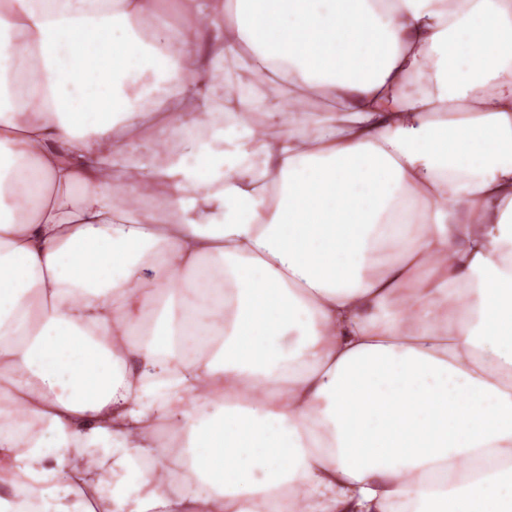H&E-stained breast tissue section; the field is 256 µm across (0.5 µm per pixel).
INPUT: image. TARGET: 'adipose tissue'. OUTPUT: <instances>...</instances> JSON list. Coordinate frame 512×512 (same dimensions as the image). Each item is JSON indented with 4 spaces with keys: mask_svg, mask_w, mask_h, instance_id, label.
I'll use <instances>...</instances> for the list:
<instances>
[{
    "mask_svg": "<svg viewBox=\"0 0 512 512\" xmlns=\"http://www.w3.org/2000/svg\"><path fill=\"white\" fill-rule=\"evenodd\" d=\"M180 2L0 0V512H512V0Z\"/></svg>",
    "mask_w": 512,
    "mask_h": 512,
    "instance_id": "ef3b65f1",
    "label": "adipose tissue"
}]
</instances>
